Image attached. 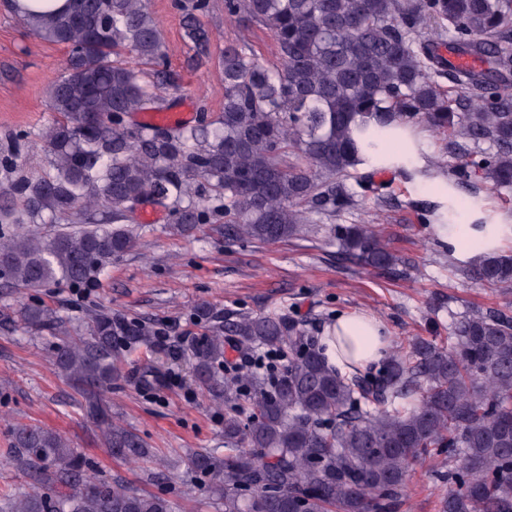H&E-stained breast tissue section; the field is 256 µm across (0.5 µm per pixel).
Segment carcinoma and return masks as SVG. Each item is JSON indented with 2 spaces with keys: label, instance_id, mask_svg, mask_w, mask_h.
Listing matches in <instances>:
<instances>
[{
  "label": "carcinoma",
  "instance_id": "carcinoma-1",
  "mask_svg": "<svg viewBox=\"0 0 512 512\" xmlns=\"http://www.w3.org/2000/svg\"><path fill=\"white\" fill-rule=\"evenodd\" d=\"M195 0L185 36L206 54L211 38ZM22 27L68 49L47 88L59 119L43 134L52 172L0 194V279L24 288L95 279L134 243L150 204L189 231L224 211V239L276 242L308 234L323 215L358 206L343 177L386 160L394 130L424 122L449 140L492 144L449 166L458 185L480 174L512 187V0H224L229 19L273 35L279 65L245 42L224 45V111L213 122L170 127L131 122L169 104L142 63L160 62L164 41L147 0H68L61 11L16 10ZM485 68L443 62V41ZM448 76L444 88L438 81ZM92 226L31 233L43 216ZM345 253L392 270L399 258L367 225H337ZM463 274L512 289V250L484 252ZM25 326L62 332L52 310L29 304ZM153 329L106 312L84 336H58L54 365L80 392L116 459H166L112 419L101 396L124 353ZM284 367L272 384L243 365L219 375L225 337ZM201 386L224 397V452L195 450L187 467L221 512H397L409 468L448 454L440 512H512V316L471 312L444 345L418 337L398 346L373 376L328 364L304 326L281 314L245 315L192 347ZM30 492L0 498V512H175L168 498L97 476L57 431L13 428Z\"/></svg>",
  "mask_w": 512,
  "mask_h": 512
}]
</instances>
